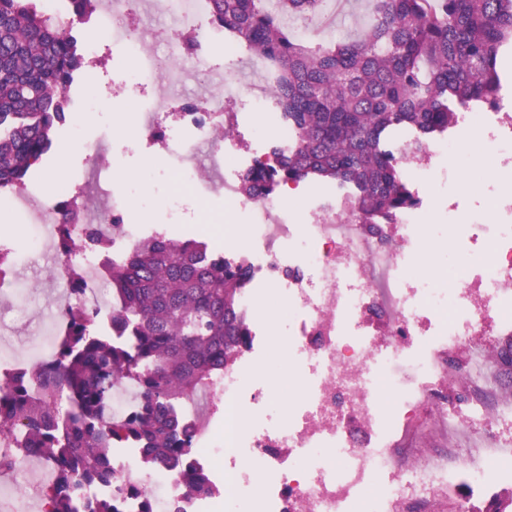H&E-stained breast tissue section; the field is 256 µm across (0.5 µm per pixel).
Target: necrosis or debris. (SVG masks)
<instances>
[{
	"instance_id": "necrosis-or-debris-1",
	"label": "necrosis or debris",
	"mask_w": 512,
	"mask_h": 512,
	"mask_svg": "<svg viewBox=\"0 0 512 512\" xmlns=\"http://www.w3.org/2000/svg\"><path fill=\"white\" fill-rule=\"evenodd\" d=\"M209 0H157L158 9L179 19L176 41L194 36L204 57L213 32L208 25ZM141 0H101L91 25L111 31V40L88 38L89 62L103 57L110 44L121 47L123 68L118 84L84 94L73 107L94 108L100 100L123 97L141 102L137 138L116 143L120 154L157 147L172 174L196 185L187 157L206 150L210 161L234 159L251 168L270 158L267 150L240 155L238 136L220 137L224 96H201L199 103L177 109V89L187 65H164L146 47V33L129 19ZM264 118V129L246 125L254 141L262 131L275 134L281 146L294 135L273 110L270 83L248 89ZM492 123L485 147L499 186L495 224H463L460 206L448 205L444 224L424 223L421 207L399 213L383 236L347 220L349 204L340 196L311 195L305 183L289 192L247 196L234 171L224 175V202L250 223L251 241L244 258L251 280L240 295V308L251 327L262 324L257 305L275 292L287 311L281 354L269 352L252 336L248 359L234 362L213 384L215 394L204 418L197 421L195 448L201 464L221 465L220 491L210 503L183 496L176 473L146 471L137 461L115 464L114 487L141 486L163 494L165 512H404L408 503L427 504L451 494L458 483L480 487L490 473L512 482V442L480 438L477 426L512 420V404L502 403L494 382V363L480 334L485 323L512 333V113H460L455 128L413 160L416 184L434 180L437 159L456 155L469 133L466 122ZM106 201L93 223H118L112 252L133 248L145 235L169 233L185 211L181 191L144 199L135 183L104 175L97 188ZM308 202L311 223L301 224L290 210L292 198ZM162 209L170 224L128 222L131 212ZM85 226L70 230L80 239L78 251L57 245L67 303L93 302L104 329L112 327V291L105 257L86 243ZM447 237L450 288H436L418 274L414 247L425 237ZM492 237V253L480 251ZM378 319L380 328L370 326ZM465 349L474 365L467 372L470 396L466 417L448 410L445 400L453 377L448 356ZM287 368L295 400L281 414L265 395L261 380L266 366ZM394 396L392 407L379 405L376 384ZM369 432L357 441L350 420ZM264 483H256V471Z\"/></svg>"
}]
</instances>
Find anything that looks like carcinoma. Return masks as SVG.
<instances>
[{
    "mask_svg": "<svg viewBox=\"0 0 512 512\" xmlns=\"http://www.w3.org/2000/svg\"><path fill=\"white\" fill-rule=\"evenodd\" d=\"M83 25L94 0H69ZM327 0H211V23L270 67L276 111L294 144L244 174L245 195L270 196L287 182L325 180L351 190L355 219L376 234L419 198L402 178L414 159L464 110L494 106L499 59L512 49V0H367L361 34L305 41L287 20L311 22ZM84 66L80 38L41 0H0V192L26 184L66 121ZM412 138L396 156L397 132ZM120 335L98 329L96 311L72 306L69 339L52 363L0 375V438L13 456L50 469L48 512H155L145 488H112L111 450L134 447L151 469H171L189 497L217 492L209 470L189 464L194 427L182 405L210 388L252 335L239 308L249 270L196 240L148 236L107 264ZM132 379L138 400L116 421L114 387Z\"/></svg>",
    "mask_w": 512,
    "mask_h": 512,
    "instance_id": "obj_1",
    "label": "carcinoma"
}]
</instances>
